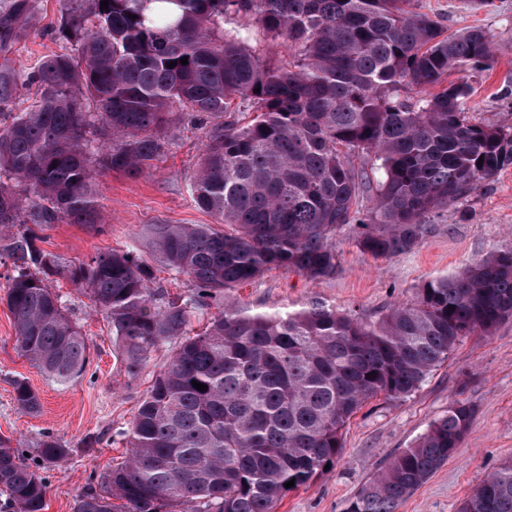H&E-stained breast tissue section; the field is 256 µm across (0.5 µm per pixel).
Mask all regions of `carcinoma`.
<instances>
[{
  "label": "carcinoma",
  "mask_w": 512,
  "mask_h": 512,
  "mask_svg": "<svg viewBox=\"0 0 512 512\" xmlns=\"http://www.w3.org/2000/svg\"><path fill=\"white\" fill-rule=\"evenodd\" d=\"M101 2L77 0L63 26L78 57L41 60L30 75L39 101L0 119V230L16 271L6 302L18 350L58 383L86 372V339L45 284L60 261L38 246L40 232L101 223L97 173H141L173 108L190 112L208 126L193 200L221 227L147 231L190 296L152 287L153 270L133 250L67 269L110 321L128 374L173 344L125 432L126 456L88 485L75 512H116L114 499L123 512H275L334 464L369 399L411 394L460 338L512 318V250L427 281L416 301L371 324L319 300L252 312L224 301V290L277 269L334 275L344 228L374 258L408 253L428 214L511 167L512 124L473 122L471 86L447 81L453 68L489 65V40L479 28L443 35L416 0H108L106 11ZM27 11L28 0H12L0 14L1 52ZM240 14L288 42V56H260L247 35L224 31ZM19 84L1 64L0 112ZM429 87L437 92L401 97ZM211 301L223 310L190 334L191 308ZM13 392L18 409L39 411L25 379ZM473 417L469 404H450L344 512H398L458 451ZM69 452L45 435L32 466L0 440L9 512H44L41 470ZM460 512H512V464Z\"/></svg>",
  "instance_id": "1"
}]
</instances>
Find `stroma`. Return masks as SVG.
I'll list each match as a JSON object with an SVG mask.
<instances>
[{"label":"stroma","instance_id":"35a3bbf8","mask_svg":"<svg viewBox=\"0 0 512 512\" xmlns=\"http://www.w3.org/2000/svg\"><path fill=\"white\" fill-rule=\"evenodd\" d=\"M30 4L7 54L9 65L24 76L41 58L74 51L59 33L64 0ZM416 6L445 32L472 27L484 31L493 50L490 66L482 71L453 69L448 79L471 85L469 107L475 121L511 123L512 0H493L492 6L479 10L466 7L464 0H417ZM205 135L204 128L175 113L162 134L161 153L140 176L99 174L104 227L61 223L46 231L42 247L63 266L61 273L50 276L48 285L62 295L68 315L90 348V365L79 380L51 381L19 355L13 316L3 301L14 267L10 259L0 260V438L31 455L43 435L50 434L71 450L44 472L46 512H74L87 484L122 459L125 448L117 432L132 420L170 350L169 344H160L145 370L128 375L110 323L95 312L89 292L76 288L65 268L129 248L153 268L160 285L173 294L185 293L183 279L165 269L147 245L145 229L150 224L212 223V216L192 198ZM335 245L338 265L333 276L310 279L296 271L273 270L228 289L227 296L254 312L285 310L318 299L364 321H378L393 305L413 300L425 281L457 271L490 251L512 249V167L431 217L421 244L410 253L372 257L361 252L345 231L337 233ZM17 378L26 379L37 392L39 413L18 409L12 388ZM456 400L475 409L461 447L398 512H459L488 474L512 464V319L491 334L476 332L460 340L413 394L379 396L365 403L344 431L334 467L310 487L288 493L277 512H343L365 483Z\"/></svg>","mask_w":512,"mask_h":512}]
</instances>
